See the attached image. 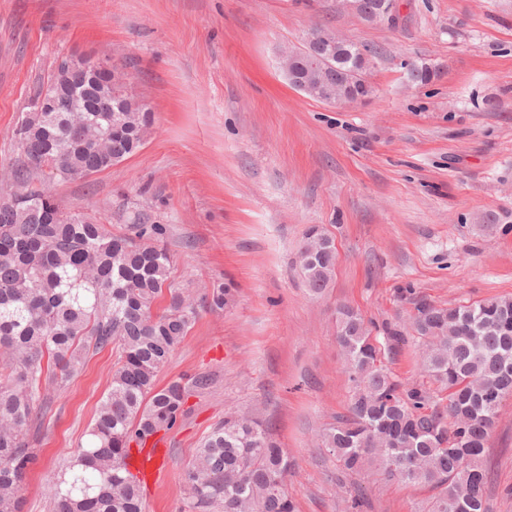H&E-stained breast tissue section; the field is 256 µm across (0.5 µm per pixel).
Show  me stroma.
Returning a JSON list of instances; mask_svg holds the SVG:
<instances>
[{"instance_id": "stroma-1", "label": "stroma", "mask_w": 512, "mask_h": 512, "mask_svg": "<svg viewBox=\"0 0 512 512\" xmlns=\"http://www.w3.org/2000/svg\"><path fill=\"white\" fill-rule=\"evenodd\" d=\"M317 24L375 50L364 102L327 105L282 79L280 50ZM69 54L115 59L153 125L129 159L57 185L61 207L116 234L150 215L168 227L178 287L238 290L223 312L200 311L158 375L209 385L166 434L146 512H182L185 469L233 413L272 428L297 512H351L357 484L362 512H424L432 489L343 474L316 445L347 411L336 307L382 323L410 311L402 288L447 307L512 297V0H400L392 22L336 0H0V171L21 158L13 132L29 98ZM411 61L435 77L410 82ZM314 224L336 244L319 297L297 263ZM116 360L86 346L56 393L23 512H51L42 485L86 442ZM483 460L493 512H512V398Z\"/></svg>"}]
</instances>
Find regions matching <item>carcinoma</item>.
Masks as SVG:
<instances>
[{
    "label": "carcinoma",
    "mask_w": 512,
    "mask_h": 512,
    "mask_svg": "<svg viewBox=\"0 0 512 512\" xmlns=\"http://www.w3.org/2000/svg\"><path fill=\"white\" fill-rule=\"evenodd\" d=\"M335 67L302 70L304 95L336 85L349 71L368 76L375 57L352 40L333 48ZM427 83L426 64H407ZM111 70L87 75L53 71L59 95L79 112H38L36 92L14 132L22 158L0 175V512H21V492L39 456L32 431L54 393L68 382L91 341L118 354L112 383L85 444L63 476L45 484L53 512H144L143 484L129 468L133 444L173 429L187 415L197 376L157 386L158 372L198 316L195 296L175 286L167 227L141 215L133 236L114 235L56 202L52 188L112 168L146 143L153 124L142 101L112 97ZM318 225L299 250L309 292L328 287L336 247ZM407 321L372 335L354 308L337 309L336 339L350 382L347 414L319 437L318 447L351 474L377 475L436 490L426 512H492L490 475L482 458L501 401L512 396V297L452 307L403 289ZM234 289L212 288L206 306L222 311ZM413 343L429 382H403L387 365ZM292 462L255 418L224 417L184 472L183 512H296L285 490Z\"/></svg>",
    "instance_id": "carcinoma-1"
}]
</instances>
